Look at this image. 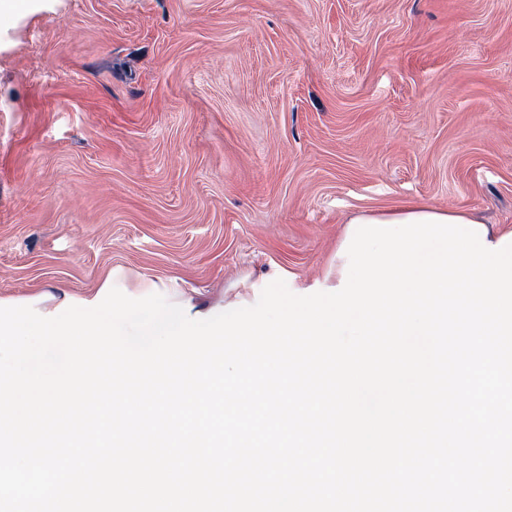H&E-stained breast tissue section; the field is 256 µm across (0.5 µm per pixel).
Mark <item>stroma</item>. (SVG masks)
Returning a JSON list of instances; mask_svg holds the SVG:
<instances>
[{
    "mask_svg": "<svg viewBox=\"0 0 512 512\" xmlns=\"http://www.w3.org/2000/svg\"><path fill=\"white\" fill-rule=\"evenodd\" d=\"M408 203L512 226V0L0 15V298L310 295L348 217Z\"/></svg>",
    "mask_w": 512,
    "mask_h": 512,
    "instance_id": "stroma-1",
    "label": "stroma"
}]
</instances>
